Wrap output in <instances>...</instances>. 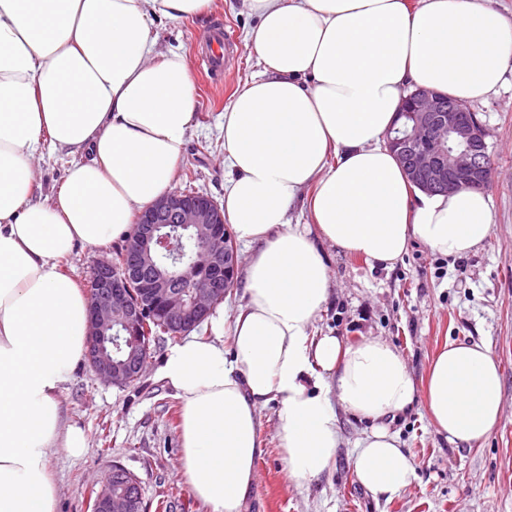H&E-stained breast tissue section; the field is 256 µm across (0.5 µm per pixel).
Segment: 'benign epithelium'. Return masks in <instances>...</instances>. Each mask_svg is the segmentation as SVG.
Here are the masks:
<instances>
[{
  "instance_id": "1",
  "label": "benign epithelium",
  "mask_w": 512,
  "mask_h": 512,
  "mask_svg": "<svg viewBox=\"0 0 512 512\" xmlns=\"http://www.w3.org/2000/svg\"><path fill=\"white\" fill-rule=\"evenodd\" d=\"M401 112L407 123L387 136V146L415 187L431 194L485 187L491 170L487 130L466 103L444 100L438 92L418 87L407 95ZM224 223V211L211 196L177 191L139 214L127 264L120 269L110 261L95 265L86 355L98 378L118 386L138 378L147 354L141 345V325L154 305L161 304L168 318L186 333L204 322L231 290L239 254L235 243H218L224 238ZM186 235L198 241L191 266L208 269L215 276L209 287L190 297L180 290L184 270L158 260L164 249L180 252ZM143 276L149 288L137 297L131 285ZM124 337L127 348L115 358L112 347H120ZM124 475L116 467L105 476L94 490L90 512H139L135 483L127 484L119 496L112 494V483Z\"/></svg>"
}]
</instances>
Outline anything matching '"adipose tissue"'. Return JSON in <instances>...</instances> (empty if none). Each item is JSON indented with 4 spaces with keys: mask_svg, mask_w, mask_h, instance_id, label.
<instances>
[{
    "mask_svg": "<svg viewBox=\"0 0 512 512\" xmlns=\"http://www.w3.org/2000/svg\"><path fill=\"white\" fill-rule=\"evenodd\" d=\"M222 0H0V512H55L50 449L86 446L60 395L86 356L88 299L61 272L75 247L125 234L172 194L197 108L186 55L155 56V20ZM262 67L224 110V217L252 253L244 303L215 311L209 337L158 370L182 405L181 465L209 512H243L261 452L259 413L276 404L289 475L319 477L342 444L339 412L368 423L353 458L376 498L415 468L388 428L424 397L449 443L485 441L503 411L498 362L449 341L417 388L382 338L346 344L309 327L330 289L320 240L392 268L413 242L462 258L491 230L478 190L427 194L386 146L402 98L424 86L474 102L512 65V21L484 0H245ZM71 161L38 193L42 146Z\"/></svg>",
    "mask_w": 512,
    "mask_h": 512,
    "instance_id": "adipose-tissue-1",
    "label": "adipose tissue"
}]
</instances>
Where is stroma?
Returning a JSON list of instances; mask_svg holds the SVG:
<instances>
[{
    "label": "stroma",
    "mask_w": 512,
    "mask_h": 512,
    "mask_svg": "<svg viewBox=\"0 0 512 512\" xmlns=\"http://www.w3.org/2000/svg\"><path fill=\"white\" fill-rule=\"evenodd\" d=\"M256 20L243 0H224L221 13L156 22V52L180 51L189 60L198 107L188 132L181 172H195L196 190L224 198V108L261 67L246 41ZM230 34L227 69L207 73L202 56L216 31ZM471 108L488 131L492 177L491 231L482 247L452 259L413 243L401 262L384 269L365 258L322 244L330 296L311 329L353 343L379 336L406 357L416 380L446 340L485 342L499 362L504 407L489 438L452 445L440 436L424 399L390 426L414 466L412 483L391 500L374 498L353 468L354 443L365 426L340 414L343 442L335 461L311 480L289 477L279 445L276 404L260 413L262 452L244 512H512V70L502 85ZM123 246H77L62 268L86 286L93 265L114 259ZM172 341L156 340L141 378L117 387L82 363L61 394L65 422L81 429L87 447L78 457L55 449L49 467L59 487L56 512H87L91 489L112 467L135 475L147 512H207L191 494L180 469L181 405L158 377Z\"/></svg>",
    "instance_id": "1"
}]
</instances>
